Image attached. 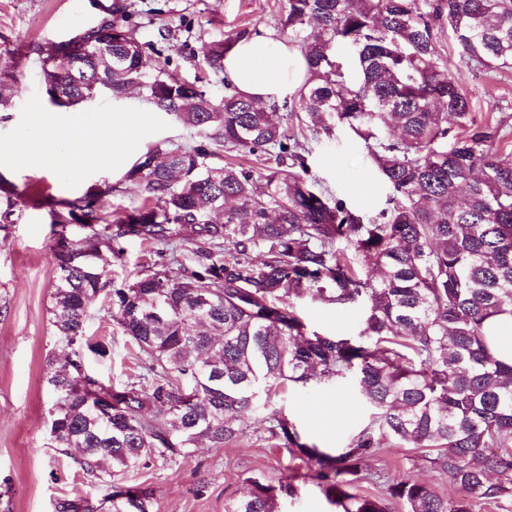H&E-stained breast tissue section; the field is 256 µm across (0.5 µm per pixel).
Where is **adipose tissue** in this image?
Wrapping results in <instances>:
<instances>
[{
  "mask_svg": "<svg viewBox=\"0 0 512 512\" xmlns=\"http://www.w3.org/2000/svg\"><path fill=\"white\" fill-rule=\"evenodd\" d=\"M305 62L291 44L265 36L240 40L224 58V75L231 87L259 103L284 102L303 80ZM135 115L122 112L106 120L69 123L68 137L60 125L40 116L38 128L46 146L40 151L43 164L61 175H71L84 165L112 166L120 162L123 146L137 134Z\"/></svg>",
  "mask_w": 512,
  "mask_h": 512,
  "instance_id": "ef3b65f1",
  "label": "adipose tissue"
}]
</instances>
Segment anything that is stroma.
I'll return each mask as SVG.
<instances>
[{
	"label": "stroma",
	"instance_id": "obj_1",
	"mask_svg": "<svg viewBox=\"0 0 512 512\" xmlns=\"http://www.w3.org/2000/svg\"><path fill=\"white\" fill-rule=\"evenodd\" d=\"M282 5L283 0H0V46L68 40L120 7L147 64L167 58L178 77L197 83L207 97L218 101L229 85L223 72L206 66L202 46L245 27L283 38ZM436 38L439 63L462 73L476 119L503 121L512 133V70H467L452 32L440 28ZM146 105L140 94L130 91L121 96L106 92L72 108L57 107L45 93L40 60L32 57L20 68L11 107L0 109V196L13 194L22 209L21 219L0 238V512H54L60 499L82 496L97 501L109 491L105 483L84 479L50 441L48 410L53 396L43 380V368L46 357L62 355L64 349L50 324L56 259L50 217L41 198L67 202L91 191L97 193L98 208L106 218L132 210L145 193L128 180L129 168L158 147L200 146L214 162L231 160L256 170L267 164L263 157L227 151L219 141L161 111L150 113L137 140L126 148L124 165L92 166L63 178L27 158L39 145L37 138H21L31 113L69 121ZM308 146L310 178L366 216H375L384 207L388 189L378 179L363 143L346 128L336 125L331 132H318ZM297 307L320 331L354 336L361 329V306L341 308L307 299ZM86 330L110 340L109 356L90 357V370L106 383L136 382L138 351L113 334L100 304L91 305ZM271 409L289 415L303 438L334 455L343 452L370 414L351 378L293 389L273 396L267 410L255 413L239 442L221 448L200 446L192 458L177 463L142 464L116 473L114 481L152 489L155 512H224L225 503L241 497L253 478L294 486V495L281 500L280 512H338L315 477L314 463L288 449L271 447L266 431ZM406 477L430 483L442 495H460L417 449L390 441L365 461L362 477L352 483L351 491L388 500V479Z\"/></svg>",
	"mask_w": 512,
	"mask_h": 512
}]
</instances>
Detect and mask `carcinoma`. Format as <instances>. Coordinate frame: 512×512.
Wrapping results in <instances>:
<instances>
[{"mask_svg": "<svg viewBox=\"0 0 512 512\" xmlns=\"http://www.w3.org/2000/svg\"><path fill=\"white\" fill-rule=\"evenodd\" d=\"M312 20L317 35L306 34ZM280 23L308 68L289 105L235 91L215 104L165 61L146 70L138 42L114 20L90 29L83 47L0 48L1 108L21 59L35 54L57 106L91 99L107 81L112 93L135 89L233 152L288 161L261 172L215 165L200 147L156 148L128 172L145 202L110 223L91 192L43 201L58 269L50 322L67 347L44 368L55 394L53 447L78 450L79 470L101 481L147 459H188L204 441L231 445L279 390L351 375L374 412L342 454L302 440L285 414L268 417L267 439L313 462L342 512H386L383 501L348 491L385 441L422 450L430 468L470 493L449 499L402 478L389 494L404 512L512 500V366L486 339L488 319L512 315V144L503 121L475 119L461 75L439 65L434 41L446 24L467 68L512 69V0H284ZM250 35L203 46V59L224 70L225 55ZM301 112L364 142L390 188L376 216L309 181V148L288 134ZM217 211L222 224L210 221ZM21 216L15 198L0 200V231ZM127 237L158 260L114 288L101 250L119 259ZM192 239L201 242L196 266L168 267L164 257ZM359 256L379 274L362 275ZM101 296L112 329L139 350L135 385H106L88 371L89 355L109 354L86 334L87 306ZM306 298L364 304L358 336L310 329L295 306ZM250 483L225 512H280L295 493L290 483ZM59 504L56 512H154L151 492L135 486Z\"/></svg>", "mask_w": 512, "mask_h": 512, "instance_id": "carcinoma-1", "label": "carcinoma"}]
</instances>
